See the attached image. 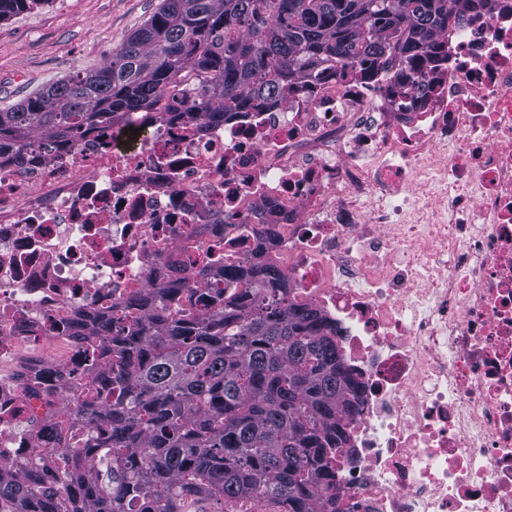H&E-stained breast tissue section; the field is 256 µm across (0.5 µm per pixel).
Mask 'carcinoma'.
Masks as SVG:
<instances>
[{
	"instance_id": "carcinoma-1",
	"label": "carcinoma",
	"mask_w": 512,
	"mask_h": 512,
	"mask_svg": "<svg viewBox=\"0 0 512 512\" xmlns=\"http://www.w3.org/2000/svg\"><path fill=\"white\" fill-rule=\"evenodd\" d=\"M45 0H0V21ZM497 0H162L106 64L0 110V149H46L175 92L213 121L332 66L364 76L397 57L424 92L443 58L448 16ZM223 301L198 318L151 292L129 323L96 327L102 364L86 419L100 434L55 430L68 487L22 482L0 463V512H201L209 500L251 512L335 510L333 454L349 438L359 382L321 310L289 298L277 269L220 273Z\"/></svg>"
}]
</instances>
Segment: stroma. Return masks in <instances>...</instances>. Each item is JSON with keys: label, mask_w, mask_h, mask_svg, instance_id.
<instances>
[{"label": "stroma", "mask_w": 512, "mask_h": 512, "mask_svg": "<svg viewBox=\"0 0 512 512\" xmlns=\"http://www.w3.org/2000/svg\"><path fill=\"white\" fill-rule=\"evenodd\" d=\"M160 0H49L0 22V109L105 63Z\"/></svg>", "instance_id": "35a3bbf8"}]
</instances>
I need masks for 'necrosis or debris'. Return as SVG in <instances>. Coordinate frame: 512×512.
<instances>
[{
	"instance_id": "obj_1",
	"label": "necrosis or debris",
	"mask_w": 512,
	"mask_h": 512,
	"mask_svg": "<svg viewBox=\"0 0 512 512\" xmlns=\"http://www.w3.org/2000/svg\"><path fill=\"white\" fill-rule=\"evenodd\" d=\"M443 40L426 94L328 70L0 151V462L60 487L97 322L181 283L205 314L201 270L268 261L361 383L341 512H512V0Z\"/></svg>"
}]
</instances>
